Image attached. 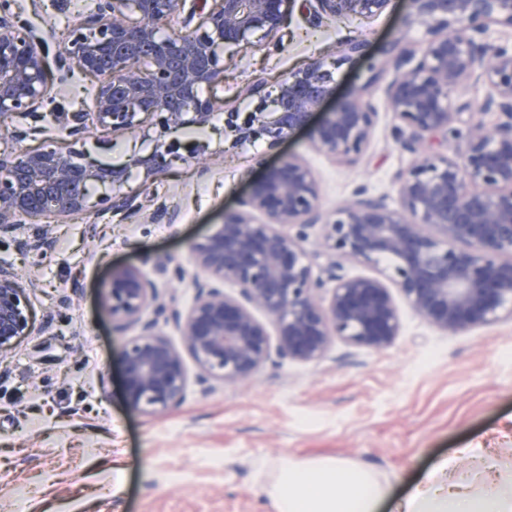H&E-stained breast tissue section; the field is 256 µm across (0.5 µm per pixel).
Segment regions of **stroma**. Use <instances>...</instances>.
I'll return each mask as SVG.
<instances>
[{
    "label": "stroma",
    "mask_w": 512,
    "mask_h": 512,
    "mask_svg": "<svg viewBox=\"0 0 512 512\" xmlns=\"http://www.w3.org/2000/svg\"><path fill=\"white\" fill-rule=\"evenodd\" d=\"M94 6L95 0H15L20 18L51 48L59 29ZM425 35L410 23L407 0H393L376 17L319 24L297 10L278 48L255 42L225 50L217 95L244 118L252 108L249 85L340 57L349 38H364L381 71L371 74L363 62L342 65L334 96L322 106L333 110L337 98L373 80L370 102L379 121L356 163L318 153L307 127L274 148L262 138L234 142L218 112L201 136L189 126L167 132L177 155L164 173L147 180L131 169L121 192L133 198L134 209L101 213L93 206L52 217L53 243L44 252L20 248L27 224L0 235V263L22 274L38 323L0 364V500L23 488L26 512H274L266 473L284 457L368 467L397 499L446 459L453 463L449 479L467 482L473 492L493 479L512 489L510 320L449 336L404 306L401 331L383 351L338 341L319 362L267 365L247 382H216L205 393L193 383L183 404L161 413L132 411L122 396L121 357L138 328L113 321L105 304L111 268L136 265L161 293L190 303L197 272L189 242L223 223L250 182L290 154L312 167L325 213L359 187L398 207L395 176L415 157L397 141L386 97L392 70L382 49ZM50 95L59 112L93 109L94 85L78 73ZM153 144L150 132L92 127L84 148L119 165ZM160 264L166 274H157ZM49 313L53 326L45 332L39 323Z\"/></svg>",
    "instance_id": "obj_1"
}]
</instances>
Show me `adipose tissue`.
I'll return each mask as SVG.
<instances>
[{"instance_id":"1","label":"adipose tissue","mask_w":512,"mask_h":512,"mask_svg":"<svg viewBox=\"0 0 512 512\" xmlns=\"http://www.w3.org/2000/svg\"><path fill=\"white\" fill-rule=\"evenodd\" d=\"M450 466L442 461L392 512H512V493L496 487L481 495L449 493L444 479ZM267 494L275 512H375L386 488L360 465L330 458L281 460L269 469Z\"/></svg>"}]
</instances>
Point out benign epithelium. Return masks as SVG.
<instances>
[{
  "instance_id": "1",
  "label": "benign epithelium",
  "mask_w": 512,
  "mask_h": 512,
  "mask_svg": "<svg viewBox=\"0 0 512 512\" xmlns=\"http://www.w3.org/2000/svg\"><path fill=\"white\" fill-rule=\"evenodd\" d=\"M310 0H96L94 10L57 43L58 80L71 69L97 80L94 112H68L59 122L70 138L61 148L48 136L38 146L0 150V233L22 218L85 210L88 187H121L126 168L104 164L78 147L87 121L108 131L148 122L152 151L131 159L147 177L163 173L176 154L163 140L177 126H204L214 116L201 96L224 78V50L259 35L276 39L295 7ZM391 0H315L313 17H373ZM410 22L426 27L419 43L383 50L393 75L389 107L400 122L401 146L417 154L396 176L399 207L366 190L324 216L317 178L302 158L268 167L238 210L188 248L199 272L191 305L163 295L136 266L111 270L104 301L112 318L138 326L122 355L124 396L154 414L182 403L188 373L183 352L199 369L197 383L234 385L265 365L323 359L332 343L388 349L401 329L398 301L424 322L455 336L512 320V45L480 40L492 26L512 32V0H410ZM368 55L363 39L348 40L339 61ZM336 61L317 59L269 85L247 89L249 120L224 121L237 142L265 137L273 147L306 125L334 90ZM50 64L45 41L22 23L14 0H0V118L43 108ZM486 89L482 100L453 102L463 87ZM371 82L353 88L314 128L315 149L357 162L373 138L378 112ZM493 112L486 125L475 110ZM16 144L44 133L5 128ZM105 211H129L127 196H102ZM321 226V251L304 247L305 229ZM49 224H34L20 242L27 251L51 247ZM376 271L352 275L344 263ZM155 307L177 329V347L142 319ZM266 320H261L259 315ZM33 330L19 273L0 265V357Z\"/></svg>"
}]
</instances>
